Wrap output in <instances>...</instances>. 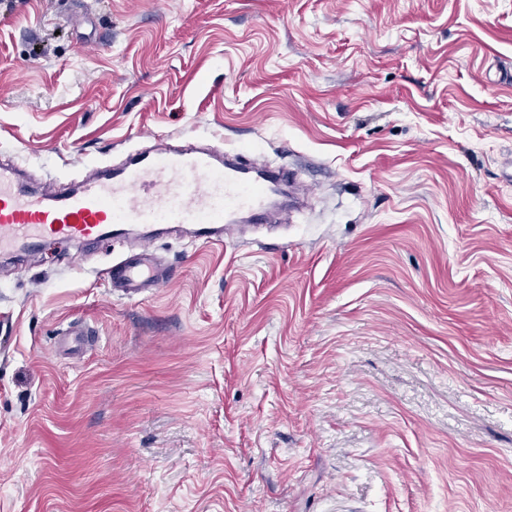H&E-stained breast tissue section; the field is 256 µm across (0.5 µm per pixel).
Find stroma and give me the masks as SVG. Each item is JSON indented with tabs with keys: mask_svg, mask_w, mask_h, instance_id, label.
<instances>
[{
	"mask_svg": "<svg viewBox=\"0 0 512 512\" xmlns=\"http://www.w3.org/2000/svg\"><path fill=\"white\" fill-rule=\"evenodd\" d=\"M156 137L310 194L129 296L126 238L0 256V512H512V0L0 9V157Z\"/></svg>",
	"mask_w": 512,
	"mask_h": 512,
	"instance_id": "stroma-1",
	"label": "stroma"
}]
</instances>
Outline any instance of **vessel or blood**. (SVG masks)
Masks as SVG:
<instances>
[{"instance_id": "vessel-or-blood-1", "label": "vessel or blood", "mask_w": 512, "mask_h": 512, "mask_svg": "<svg viewBox=\"0 0 512 512\" xmlns=\"http://www.w3.org/2000/svg\"><path fill=\"white\" fill-rule=\"evenodd\" d=\"M287 169L253 173L244 157L224 160L207 148L161 143L122 165L89 171L77 185L34 189L13 164L0 161V252L48 241L93 243L122 238L138 225L136 248L112 264L113 287L135 291L165 284L149 244L158 224L194 225L204 243L223 242L228 229L265 223L271 199L291 184Z\"/></svg>"}]
</instances>
